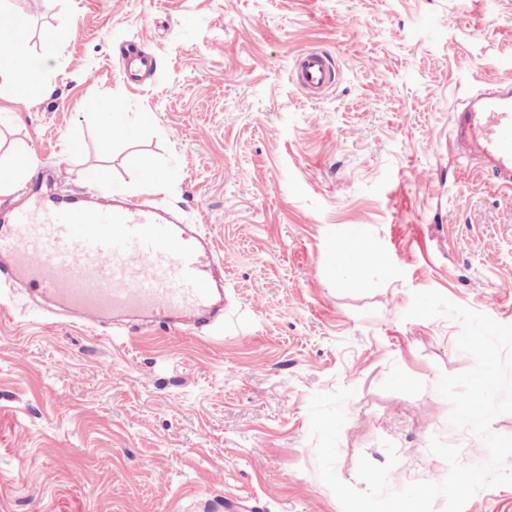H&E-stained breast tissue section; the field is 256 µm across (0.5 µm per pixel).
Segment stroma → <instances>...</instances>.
Wrapping results in <instances>:
<instances>
[{"label": "stroma", "mask_w": 512, "mask_h": 512, "mask_svg": "<svg viewBox=\"0 0 512 512\" xmlns=\"http://www.w3.org/2000/svg\"><path fill=\"white\" fill-rule=\"evenodd\" d=\"M39 78L0 92V158L63 168L65 195L119 190L208 225L223 259L211 330L112 333L65 320L26 288L0 298V512H342L318 475L309 404L354 389L336 474L399 458L389 486L439 482L488 450L449 425L441 375L469 370L461 323L406 318L434 290L512 325V207L449 158L451 115L512 76V0H22ZM70 28L52 56L54 32ZM144 45L139 83L119 63ZM339 79L309 98L302 52ZM117 104L129 132L105 134ZM158 171L157 183L139 172ZM108 174L92 186V171ZM381 263L362 282L336 243Z\"/></svg>", "instance_id": "1"}]
</instances>
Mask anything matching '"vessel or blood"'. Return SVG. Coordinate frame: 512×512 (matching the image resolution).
Segmentation results:
<instances>
[{
    "label": "vessel or blood",
    "instance_id": "obj_1",
    "mask_svg": "<svg viewBox=\"0 0 512 512\" xmlns=\"http://www.w3.org/2000/svg\"><path fill=\"white\" fill-rule=\"evenodd\" d=\"M295 72L312 95L337 75L332 58L318 51L303 52ZM451 139L462 161L491 173L511 203L512 78L468 97L452 114ZM219 261L202 225L135 199L31 192L0 213V288L30 283L87 328L126 317L171 328L209 323L224 293Z\"/></svg>",
    "mask_w": 512,
    "mask_h": 512
}]
</instances>
